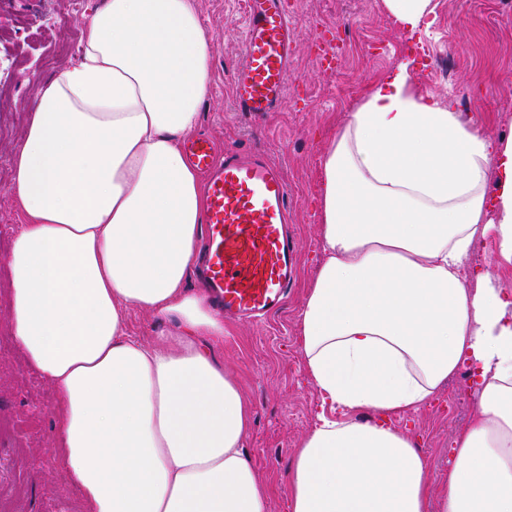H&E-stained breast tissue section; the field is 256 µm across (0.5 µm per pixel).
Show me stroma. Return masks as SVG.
Listing matches in <instances>:
<instances>
[{"instance_id": "obj_1", "label": "stroma", "mask_w": 512, "mask_h": 512, "mask_svg": "<svg viewBox=\"0 0 512 512\" xmlns=\"http://www.w3.org/2000/svg\"><path fill=\"white\" fill-rule=\"evenodd\" d=\"M101 0H0V260L20 224L11 196L13 151L23 140L37 86L74 64L81 23ZM247 0H196L210 44L211 90L199 133L219 152L262 151L292 185L297 274L284 306L262 323L231 321L214 355L235 377L252 408L244 446L270 487L268 512H290L288 481L298 441L323 410L304 371L297 342L310 274L321 261L318 236L321 157L337 128L369 86L406 58L418 89L451 100H474L467 115L494 137L512 135V5L507 0H434L429 28L410 33L381 0H284L298 32L288 91L274 112L238 111L234 82L244 44ZM342 46L336 66L321 68L320 37ZM8 283L0 273V512H81L54 450L56 392L26 363L7 328ZM475 378L447 383L418 411L394 418L412 435L432 474L447 469L465 423L451 412L474 402Z\"/></svg>"}]
</instances>
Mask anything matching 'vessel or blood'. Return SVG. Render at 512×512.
I'll list each match as a JSON object with an SVG mask.
<instances>
[{
	"label": "vessel or blood",
	"instance_id": "vessel-or-blood-1",
	"mask_svg": "<svg viewBox=\"0 0 512 512\" xmlns=\"http://www.w3.org/2000/svg\"><path fill=\"white\" fill-rule=\"evenodd\" d=\"M248 5L234 95L240 111L271 112L288 88L297 34L283 0ZM184 151L207 177L200 276L225 316L261 320L281 308L295 278L291 188L264 153L220 159L202 134L188 137Z\"/></svg>",
	"mask_w": 512,
	"mask_h": 512
}]
</instances>
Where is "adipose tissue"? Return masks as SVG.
I'll return each mask as SVG.
<instances>
[{
    "label": "adipose tissue",
    "instance_id": "ef3b65f1",
    "mask_svg": "<svg viewBox=\"0 0 512 512\" xmlns=\"http://www.w3.org/2000/svg\"><path fill=\"white\" fill-rule=\"evenodd\" d=\"M381 2L410 31L435 11ZM81 44L35 91L4 260L10 335L56 392V453L84 512H268L249 404L211 354L224 319L185 286L205 199L182 143L210 94L195 0H103ZM319 237L298 345L329 409L295 448L291 512H512V293L463 274L486 238L512 266V137L400 62L322 155ZM133 309L160 323L154 342ZM465 363L476 411L435 485L392 420ZM130 324L132 329L147 341H151L157 336L158 326L152 317L143 311L133 310L130 315Z\"/></svg>",
    "mask_w": 512,
    "mask_h": 512
}]
</instances>
